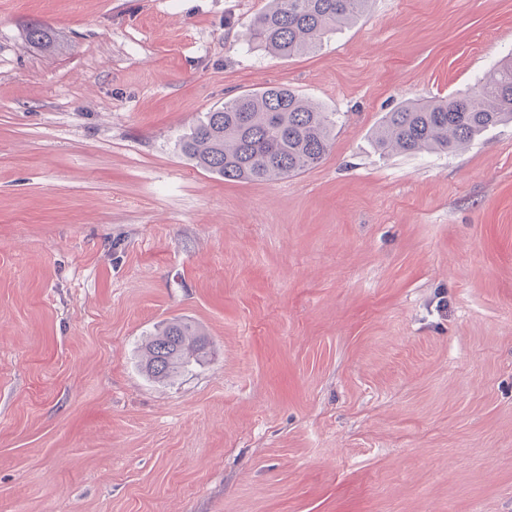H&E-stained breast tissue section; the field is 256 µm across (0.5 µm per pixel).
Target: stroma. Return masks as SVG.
Masks as SVG:
<instances>
[{
  "label": "stroma",
  "instance_id": "stroma-1",
  "mask_svg": "<svg viewBox=\"0 0 512 512\" xmlns=\"http://www.w3.org/2000/svg\"><path fill=\"white\" fill-rule=\"evenodd\" d=\"M266 2L0 0V512H512V123L373 141L512 53V0H372L282 59ZM279 84L335 113L320 164L181 153ZM175 318L206 355L159 384ZM207 339L191 322L173 320L144 341L142 367L148 376L167 381L198 364L206 353Z\"/></svg>",
  "mask_w": 512,
  "mask_h": 512
}]
</instances>
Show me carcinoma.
Listing matches in <instances>:
<instances>
[{
  "label": "carcinoma",
  "mask_w": 512,
  "mask_h": 512,
  "mask_svg": "<svg viewBox=\"0 0 512 512\" xmlns=\"http://www.w3.org/2000/svg\"><path fill=\"white\" fill-rule=\"evenodd\" d=\"M370 0H270L249 30V41L290 58L316 50L346 27ZM28 40L49 47L50 28L34 25ZM512 121V57L493 66L456 96L406 102L385 113L375 145L387 154L456 151L489 128ZM331 113L285 85L243 93L199 121L180 142L196 167L227 181L265 182L321 163L332 148ZM205 334L184 320L166 323L144 341L142 367L167 381L204 357Z\"/></svg>",
  "instance_id": "carcinoma-1"
}]
</instances>
